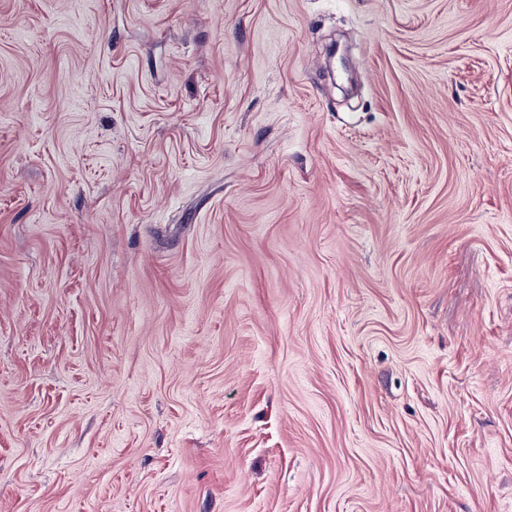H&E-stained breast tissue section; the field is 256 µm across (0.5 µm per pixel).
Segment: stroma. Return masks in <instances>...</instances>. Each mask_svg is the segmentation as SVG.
<instances>
[{"mask_svg": "<svg viewBox=\"0 0 512 512\" xmlns=\"http://www.w3.org/2000/svg\"><path fill=\"white\" fill-rule=\"evenodd\" d=\"M0 512H512V0H0Z\"/></svg>", "mask_w": 512, "mask_h": 512, "instance_id": "stroma-1", "label": "stroma"}]
</instances>
